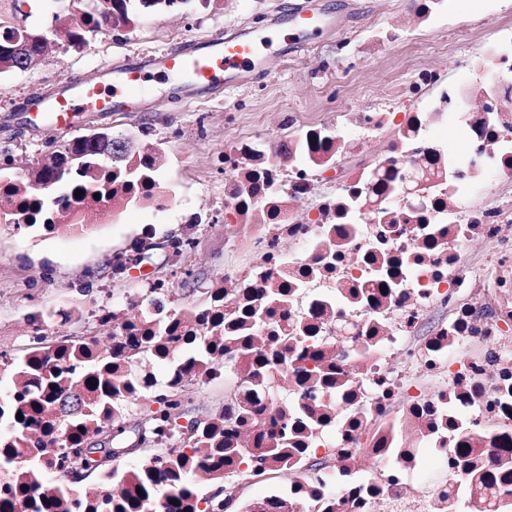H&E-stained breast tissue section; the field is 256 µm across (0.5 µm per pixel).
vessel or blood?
<instances>
[{
  "label": "vessel or blood",
  "instance_id": "1",
  "mask_svg": "<svg viewBox=\"0 0 512 512\" xmlns=\"http://www.w3.org/2000/svg\"><path fill=\"white\" fill-rule=\"evenodd\" d=\"M272 41V36L249 31L235 37L213 38L191 51L171 49L150 56L144 64L115 68L111 84L97 83L62 93L50 101L45 110L54 121L65 123L74 113L87 107L104 112L113 107L134 105L155 71L188 81L195 89H204L219 81L230 88L258 68L262 47Z\"/></svg>",
  "mask_w": 512,
  "mask_h": 512
}]
</instances>
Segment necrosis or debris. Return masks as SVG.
<instances>
[{"label": "necrosis or debris", "mask_w": 512, "mask_h": 512, "mask_svg": "<svg viewBox=\"0 0 512 512\" xmlns=\"http://www.w3.org/2000/svg\"><path fill=\"white\" fill-rule=\"evenodd\" d=\"M389 95L399 111L340 104L287 144L225 146L224 239L249 258L203 304L177 305L150 280L95 312L116 330L125 395L231 383L229 417L198 427L197 482L211 449L287 440V484L245 512H460L462 449L490 474L512 471V25L454 77L422 67ZM450 126L463 148L443 138ZM330 169L335 190L318 191ZM54 318L31 317L26 359L76 370L97 356L92 343L80 356L48 345ZM201 349L232 351L233 369L200 365ZM74 433L36 415L0 434V469L35 459L52 477L0 480L14 512L62 484Z\"/></svg>", "instance_id": "obj_1"}]
</instances>
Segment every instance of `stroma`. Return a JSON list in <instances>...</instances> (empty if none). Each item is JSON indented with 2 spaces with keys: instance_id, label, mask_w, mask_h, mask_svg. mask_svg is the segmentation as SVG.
<instances>
[{
  "instance_id": "obj_1",
  "label": "stroma",
  "mask_w": 512,
  "mask_h": 512,
  "mask_svg": "<svg viewBox=\"0 0 512 512\" xmlns=\"http://www.w3.org/2000/svg\"><path fill=\"white\" fill-rule=\"evenodd\" d=\"M432 19L408 20L407 0H188L181 8L139 13L133 26L89 37L68 53L52 47L27 69L0 79V181L21 179L31 164L60 142L93 129L124 134L139 150L162 152L155 179L170 196V210L141 203L113 215L84 212L79 221L49 235L20 229L0 213V350L15 352L31 314L54 310V339L84 336L109 345L112 328L73 309L111 305L112 296L161 278L175 302L193 304L200 284L223 277L224 177L219 159L242 135L289 137L288 122L323 117L331 91L341 89L351 110H385L382 91L411 80L432 65L455 75L466 57L481 54L498 23L512 22V0H446ZM311 6L325 20L310 32L308 52L286 57L284 38L299 35L296 19ZM275 30L258 76L210 95L168 77L151 78L136 112L94 109L61 127L29 112L39 95L83 85L104 68L132 65L156 52L197 44L218 33ZM209 216L197 231L193 255L172 243L190 231L187 219ZM224 402L220 386L190 385L179 422L189 427Z\"/></svg>"
}]
</instances>
